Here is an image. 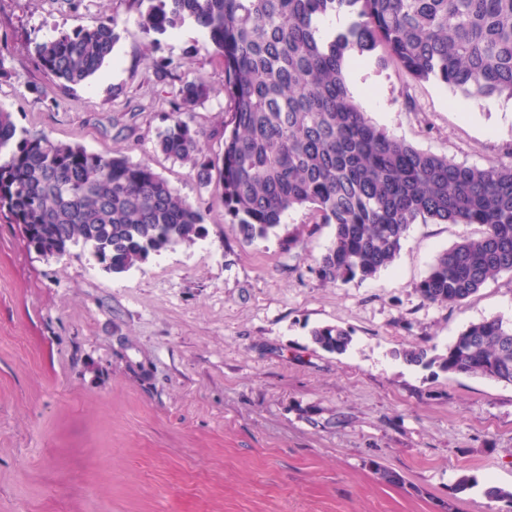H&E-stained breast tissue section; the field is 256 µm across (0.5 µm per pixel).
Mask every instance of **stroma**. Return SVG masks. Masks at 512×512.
Wrapping results in <instances>:
<instances>
[{"label":"stroma","mask_w":512,"mask_h":512,"mask_svg":"<svg viewBox=\"0 0 512 512\" xmlns=\"http://www.w3.org/2000/svg\"><path fill=\"white\" fill-rule=\"evenodd\" d=\"M110 16L118 40L85 84L38 66L36 42ZM130 0H0V108L104 155L145 162L202 204V236L112 274L81 248L46 257L0 213V512H506L512 384L407 364L442 354L472 322L512 321V273L458 305L416 290L478 224H412L394 264L347 284L312 268L333 228L309 208L243 242L190 168L157 148L182 80L203 78L188 116L224 149V63L192 22L152 40ZM176 74L157 75L155 60ZM369 118L469 166L512 160V100H465L416 82L383 51L347 71ZM348 330L343 354L312 328ZM399 473L398 486L375 471ZM472 487L457 491L461 476Z\"/></svg>","instance_id":"35a3bbf8"}]
</instances>
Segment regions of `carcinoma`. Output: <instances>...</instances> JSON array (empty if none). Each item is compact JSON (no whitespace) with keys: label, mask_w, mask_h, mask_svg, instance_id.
I'll list each match as a JSON object with an SVG mask.
<instances>
[{"label":"carcinoma","mask_w":512,"mask_h":512,"mask_svg":"<svg viewBox=\"0 0 512 512\" xmlns=\"http://www.w3.org/2000/svg\"><path fill=\"white\" fill-rule=\"evenodd\" d=\"M147 35L185 20L224 61V150L182 111L207 95L182 81L157 147L195 171L246 242L308 206L334 226L315 273L344 284L375 277L399 254L418 219L480 224L476 238L442 252L416 289L423 300L460 304L512 273V161L486 168L422 151L373 123L350 94L346 69L381 47L414 81L433 80L473 99L512 100V0H134ZM356 20L344 31L322 24ZM114 18H96L35 46L43 69L65 86L84 84L111 57ZM0 211L28 246L46 255L81 247L110 273L202 235V208L146 162L108 156L44 132L18 129L0 108ZM311 341L342 354L351 334L315 327ZM411 365L428 350L402 351ZM451 374L512 384V322L469 324L439 356Z\"/></svg>","instance_id":"obj_1"}]
</instances>
